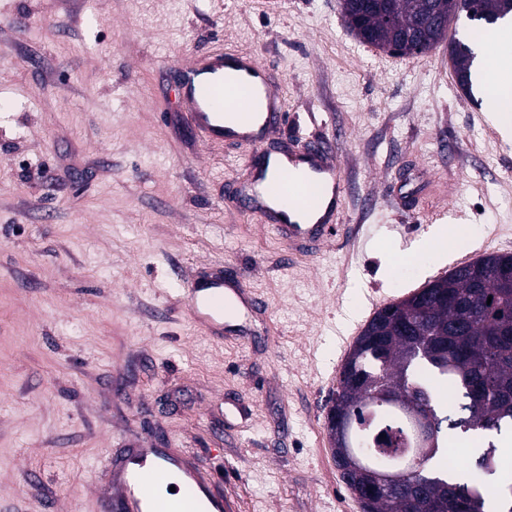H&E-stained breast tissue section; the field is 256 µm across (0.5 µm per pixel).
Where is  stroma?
<instances>
[{
    "label": "stroma",
    "instance_id": "35a3bbf8",
    "mask_svg": "<svg viewBox=\"0 0 512 512\" xmlns=\"http://www.w3.org/2000/svg\"><path fill=\"white\" fill-rule=\"evenodd\" d=\"M208 51L270 68L273 146L336 139L347 230L319 252L226 195L249 150L205 143L178 98ZM484 252L512 254V131L447 45L360 43L338 0H0V512H98L112 457L151 443L230 512H362L326 428L343 342L375 295ZM200 270L244 275L266 311L225 321L250 338L191 320Z\"/></svg>",
    "mask_w": 512,
    "mask_h": 512
}]
</instances>
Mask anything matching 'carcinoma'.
Segmentation results:
<instances>
[{"label": "carcinoma", "instance_id": "cac0c4a2", "mask_svg": "<svg viewBox=\"0 0 512 512\" xmlns=\"http://www.w3.org/2000/svg\"><path fill=\"white\" fill-rule=\"evenodd\" d=\"M345 26L361 43L393 54L422 55L438 47L448 26L434 29L438 16L448 23L464 14L488 33L512 23V0H475L452 11L448 0H392L386 18L365 0H339ZM476 44L448 43L457 85L470 99L482 86ZM481 267L452 271L386 306L389 316L362 332L345 360L334 391L353 421L343 446L328 433L332 455L367 456L385 465L408 461L423 452L413 403L435 420V447L419 463L405 490L372 497L368 512H468L464 491L486 499L512 489L503 478L490 488L498 461L489 467L494 438L512 436V294L501 288L500 274L512 273V255L490 254ZM383 388L395 403L379 405L373 393ZM489 437L486 452L464 464L458 474L448 464V443L462 436Z\"/></svg>", "mask_w": 512, "mask_h": 512}]
</instances>
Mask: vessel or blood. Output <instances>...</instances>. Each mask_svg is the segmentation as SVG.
Wrapping results in <instances>:
<instances>
[{"label": "vessel or blood", "mask_w": 512, "mask_h": 512, "mask_svg": "<svg viewBox=\"0 0 512 512\" xmlns=\"http://www.w3.org/2000/svg\"><path fill=\"white\" fill-rule=\"evenodd\" d=\"M179 90L194 128L205 141L227 140L250 148L255 157V208L273 230L289 243H317L334 238L346 193L339 165L331 163L334 150L324 143L299 151L267 154L264 139L283 117L284 103L274 93L266 67L252 53L216 55L199 66L182 70ZM234 121H226V114ZM279 161L280 174L267 169ZM224 285L193 282L186 290L189 316L197 322L224 320ZM176 480L177 494L166 497L159 489ZM226 503L213 482L194 466L189 455L166 449L130 448L115 466L112 489L100 512H225Z\"/></svg>", "instance_id": "1"}]
</instances>
